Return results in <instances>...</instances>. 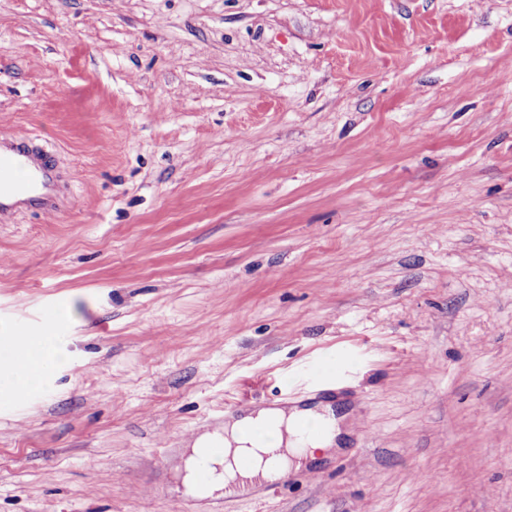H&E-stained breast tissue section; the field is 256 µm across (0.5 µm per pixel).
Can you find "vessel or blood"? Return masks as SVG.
I'll return each mask as SVG.
<instances>
[{
    "label": "vessel or blood",
    "instance_id": "obj_1",
    "mask_svg": "<svg viewBox=\"0 0 512 512\" xmlns=\"http://www.w3.org/2000/svg\"><path fill=\"white\" fill-rule=\"evenodd\" d=\"M28 133H14L10 140H0V217L11 212L13 198L25 195L30 203L44 213L56 210L53 196L49 195L55 175L47 154L34 152Z\"/></svg>",
    "mask_w": 512,
    "mask_h": 512
}]
</instances>
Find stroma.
Listing matches in <instances>:
<instances>
[{
    "mask_svg": "<svg viewBox=\"0 0 512 512\" xmlns=\"http://www.w3.org/2000/svg\"><path fill=\"white\" fill-rule=\"evenodd\" d=\"M0 512H512V0H0ZM324 367L326 377L314 376ZM335 396L343 452L175 475L241 401ZM30 141V135L22 131L8 141L0 140V218L13 210L8 202L19 195H31L27 202L44 213L57 210L53 196L41 192L54 183L50 157L34 152ZM67 360L51 326L37 335L22 338L21 342L15 336H0V395H14L39 387Z\"/></svg>",
    "mask_w": 512,
    "mask_h": 512,
    "instance_id": "1",
    "label": "stroma"
}]
</instances>
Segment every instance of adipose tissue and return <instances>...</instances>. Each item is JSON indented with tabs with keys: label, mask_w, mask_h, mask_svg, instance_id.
<instances>
[{
	"label": "adipose tissue",
	"mask_w": 512,
	"mask_h": 512,
	"mask_svg": "<svg viewBox=\"0 0 512 512\" xmlns=\"http://www.w3.org/2000/svg\"><path fill=\"white\" fill-rule=\"evenodd\" d=\"M67 354L56 342L52 328L16 338L0 336V395L30 391L63 367ZM347 432L345 416L335 414L331 404L312 407L261 406L242 416H231L223 430L206 432L192 442L193 459L210 464L207 480L188 471L185 483L190 493L205 497L216 491L245 493L281 472L299 470L338 447ZM249 456L254 468L237 467L240 456Z\"/></svg>",
	"instance_id": "adipose-tissue-1"
}]
</instances>
